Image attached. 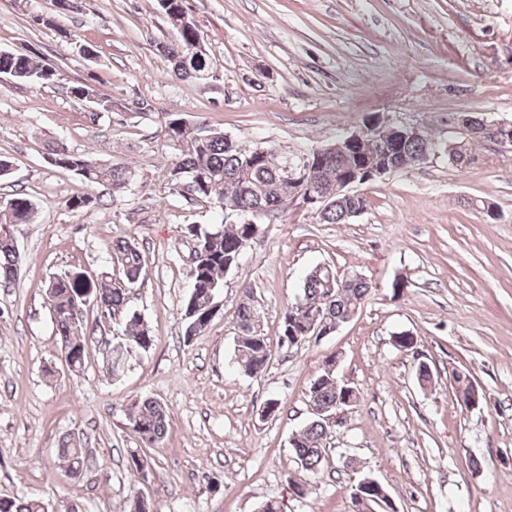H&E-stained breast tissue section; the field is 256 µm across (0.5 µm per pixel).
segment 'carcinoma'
I'll return each instance as SVG.
<instances>
[{
	"instance_id": "obj_1",
	"label": "carcinoma",
	"mask_w": 512,
	"mask_h": 512,
	"mask_svg": "<svg viewBox=\"0 0 512 512\" xmlns=\"http://www.w3.org/2000/svg\"><path fill=\"white\" fill-rule=\"evenodd\" d=\"M200 29H176L174 40L163 45L161 53L173 66L177 76H184L178 69V60L186 56ZM20 75L21 82L48 84L56 75V68L38 52L18 54L0 50V75ZM181 115L169 112L164 116V141L177 151L169 177L191 181L195 195L210 201L220 210L236 213L261 211L260 217L270 218L282 209L284 196L280 185L287 177L284 169L267 167L257 156V148L236 144L224 135V130L210 127L203 132L185 134L179 126ZM431 139L407 141L401 154L411 160L423 153ZM49 159L54 166L62 169L78 168L80 177L90 184L106 185L112 192L127 188L132 177L131 168L124 163H102L88 154H77L63 146L50 147ZM343 163L341 158H330L322 166L313 169L308 183L317 189L328 190L336 182V167ZM346 203L332 205L320 214L326 224H345L349 218ZM36 206L28 194L16 192L0 198V283H10L17 275L18 255L10 242L9 227L13 224H28L33 221ZM189 232L199 244L200 259L190 270L191 293L182 316L184 328L193 322H200L199 331L209 325L205 318L208 307L221 297L225 271L238 265L243 246L258 230L250 224H216L209 229L191 227ZM113 263L119 267L122 280L106 286L92 280L83 271H68L51 278L46 286V295L51 308L56 335L60 336L61 355L67 356L70 370L79 372L88 355V333L83 320L75 311V303L84 295L90 303L104 311L123 313L125 338L112 345L110 369L116 377L123 372L128 358L135 350H147L152 345V336L141 316L124 309L128 288L140 278L145 259L132 242L118 240L112 249ZM329 287V272L319 266L306 276L302 287V298L308 309L300 311L293 307L285 313L281 332L284 337H301L308 325L311 314L323 311L329 323L344 321L349 312L361 306L370 290L363 279L348 282V286L332 302L325 299V288ZM234 324V353L238 367L248 375L264 372L272 356V349L261 330V321L253 304L241 300L232 312ZM351 385L340 378L336 369L325 361L321 373L310 383L308 401L316 407L336 412V405L342 403ZM128 420L133 431L142 442L153 445L161 441L167 432L168 420L165 406L153 398L135 402L128 410ZM329 425L319 416H313L290 441L293 454L302 467L312 474L319 472L324 458V440ZM60 455L73 472L89 467L92 457L77 443L68 441L60 448ZM0 512H48L47 505L37 499L0 498Z\"/></svg>"
}]
</instances>
